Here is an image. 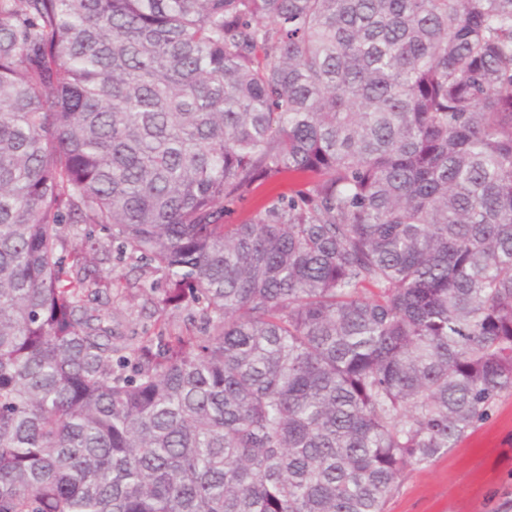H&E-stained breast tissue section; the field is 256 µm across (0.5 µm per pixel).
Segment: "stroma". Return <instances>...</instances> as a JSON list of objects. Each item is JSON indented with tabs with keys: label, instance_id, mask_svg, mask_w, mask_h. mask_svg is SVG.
I'll use <instances>...</instances> for the list:
<instances>
[{
	"label": "stroma",
	"instance_id": "obj_1",
	"mask_svg": "<svg viewBox=\"0 0 512 512\" xmlns=\"http://www.w3.org/2000/svg\"><path fill=\"white\" fill-rule=\"evenodd\" d=\"M119 283L112 294L124 308L125 336L152 332L157 320L142 287L145 278L113 254L102 266ZM387 512H512V393L456 448L410 467L386 504Z\"/></svg>",
	"mask_w": 512,
	"mask_h": 512
}]
</instances>
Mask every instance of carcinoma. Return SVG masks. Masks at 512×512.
<instances>
[{
	"mask_svg": "<svg viewBox=\"0 0 512 512\" xmlns=\"http://www.w3.org/2000/svg\"><path fill=\"white\" fill-rule=\"evenodd\" d=\"M507 392L512 0H0V512H385ZM101 269L103 274H112L114 283L119 280V290L114 288L112 294L114 304L119 303L124 307L125 314L119 332L123 336H145L146 333L152 332L157 315H153V308L141 294L143 285L152 279L159 281L160 275H154L148 283L145 282L146 279L141 272L133 268L129 260L120 258L113 250Z\"/></svg>",
	"mask_w": 512,
	"mask_h": 512,
	"instance_id": "1",
	"label": "carcinoma"
}]
</instances>
